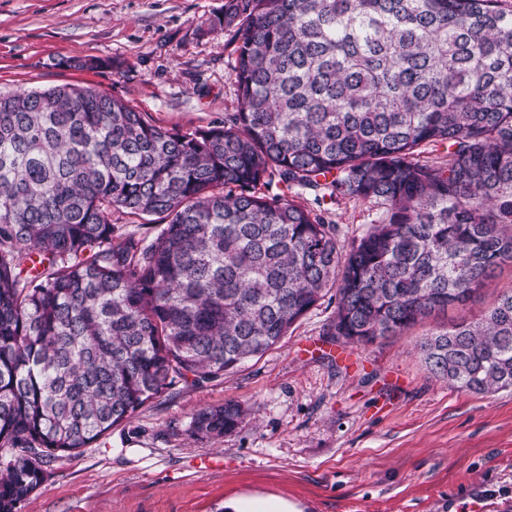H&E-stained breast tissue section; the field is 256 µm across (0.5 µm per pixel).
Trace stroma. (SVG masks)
I'll list each match as a JSON object with an SVG mask.
<instances>
[{
  "instance_id": "1",
  "label": "stroma",
  "mask_w": 512,
  "mask_h": 512,
  "mask_svg": "<svg viewBox=\"0 0 512 512\" xmlns=\"http://www.w3.org/2000/svg\"><path fill=\"white\" fill-rule=\"evenodd\" d=\"M225 0H0V91L76 85L119 97L152 123L189 131L237 111ZM114 61L78 69L74 59ZM347 250L378 218L372 204L325 202ZM512 267L463 311L365 346L328 334L322 301L260 358L171 397L80 455L47 465L20 512H220L274 497L296 512H512V391L457 390L416 347L463 315L480 318ZM235 402L246 417L218 441L190 435L195 410Z\"/></svg>"
}]
</instances>
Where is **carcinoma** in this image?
<instances>
[{
	"label": "carcinoma",
	"instance_id": "1",
	"mask_svg": "<svg viewBox=\"0 0 512 512\" xmlns=\"http://www.w3.org/2000/svg\"><path fill=\"white\" fill-rule=\"evenodd\" d=\"M239 111L183 132L84 88L0 92V512L175 385L260 358L320 301L401 336L512 265V10L501 0H226ZM443 147L436 160L420 159ZM315 200L368 202L343 253ZM151 224L152 239L112 223ZM429 371L512 389V289L422 338ZM241 405L195 411L217 439Z\"/></svg>",
	"mask_w": 512,
	"mask_h": 512
}]
</instances>
